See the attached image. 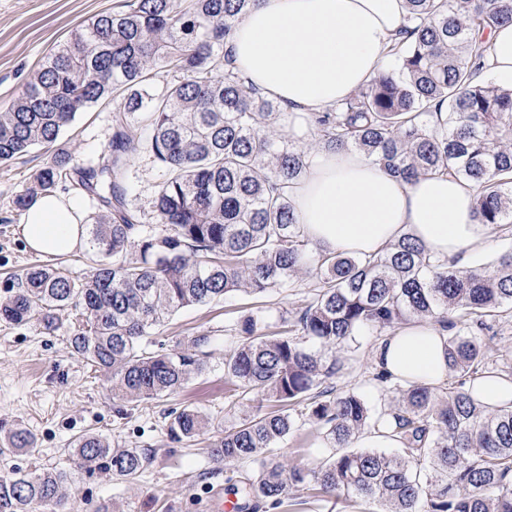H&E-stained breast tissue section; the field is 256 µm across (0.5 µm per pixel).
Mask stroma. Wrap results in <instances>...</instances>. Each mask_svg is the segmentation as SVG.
<instances>
[{
    "label": "stroma",
    "mask_w": 512,
    "mask_h": 512,
    "mask_svg": "<svg viewBox=\"0 0 512 512\" xmlns=\"http://www.w3.org/2000/svg\"><path fill=\"white\" fill-rule=\"evenodd\" d=\"M120 0H0V112L6 111L23 92L30 77L47 55L65 41L83 21L116 10ZM119 102L99 101L78 113L57 141L36 147L6 164H0V297L16 287L25 269L34 264L62 267L74 279L87 276L93 262L88 247L66 255L29 251L17 232L23 219L14 198L29 186L33 175L55 154L69 155L74 166L98 161L112 138V115ZM162 181V171L147 153L134 154L123 184L128 208L143 228L153 226L152 201ZM315 279L302 273L287 288L275 287L260 298L242 293L223 301L182 310L155 328L148 339L153 350L168 352L188 345L193 336L206 332L221 346L208 367L183 392L147 403L132 404L127 416H119L111 384L70 347L78 326L72 315H63L58 328L45 330L39 322L18 326L0 321V430H30L39 452L30 456L18 450L0 451V476L16 469L75 470L72 440L92 432L129 448L152 450L154 457L139 480L127 483L99 473L77 475L72 489L82 512L112 502L125 512H214L216 492L236 494L239 474H255L252 463H237L213 473L206 439L174 443L167 435L166 415L192 404L213 424L229 426L255 413L259 403L232 399L231 384L224 378L223 341L234 335L242 315L261 310L271 330L294 320L299 308L314 292ZM382 332L370 329L337 348L344 369L332 384L337 391L362 395L375 411L389 409L397 392L376 379L379 368L374 350ZM486 363L498 370L512 368V313L498 316L491 332L481 335ZM274 455L289 465L313 466L331 453L322 434L310 425H297L279 442Z\"/></svg>",
    "instance_id": "35a3bbf8"
}]
</instances>
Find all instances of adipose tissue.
Instances as JSON below:
<instances>
[{
  "mask_svg": "<svg viewBox=\"0 0 512 512\" xmlns=\"http://www.w3.org/2000/svg\"><path fill=\"white\" fill-rule=\"evenodd\" d=\"M405 14V0H258L236 22L224 55L284 111L317 112L366 87ZM489 45L480 79L511 85L512 23L493 29ZM476 193L475 183L445 174L396 180L353 150L311 154L304 178L288 191L317 249L372 255L408 232L454 264L490 242V228L471 216ZM20 231L32 251L70 253L86 235L82 203L39 195ZM447 339L439 328L411 324L384 337L375 359L393 379L436 385L448 377Z\"/></svg>",
  "mask_w": 512,
  "mask_h": 512,
  "instance_id": "1",
  "label": "adipose tissue"
}]
</instances>
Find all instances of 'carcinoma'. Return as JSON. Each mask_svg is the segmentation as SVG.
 <instances>
[{"mask_svg":"<svg viewBox=\"0 0 512 512\" xmlns=\"http://www.w3.org/2000/svg\"><path fill=\"white\" fill-rule=\"evenodd\" d=\"M173 2L122 0L118 10L79 25L0 112L2 163L54 143L100 100L114 93L125 99L98 162L73 168L57 154L14 200L24 208L66 182L95 197L105 207L89 224L95 266L79 283L60 267L27 268L17 291L0 298V320H37L51 331L60 313L75 310L82 328L70 339L73 351L109 375L113 397L138 403L183 390L217 347L202 333L186 350L151 352L146 339L154 327L230 293L261 296L305 271L318 287L293 328L267 333L256 311L224 354L234 396L253 395L274 409L214 436L213 463H257L247 493L273 507L302 488L348 507L373 504L374 512H512V402L476 397L489 369L479 338L464 330L512 311V249L465 267L436 258L409 234L374 255L319 252L288 195L311 151L352 149L406 181L440 173L472 181L474 219L494 230L511 225L512 86L476 76L490 28L512 23V0H406L405 27L387 50L395 66L351 98L299 115L246 85L224 58L234 20L257 0H183L179 9ZM158 74L170 80L155 93L150 82ZM134 121L147 123V140L134 137ZM140 150L165 178L154 199L161 228L139 234L121 181ZM411 322L448 331V372L469 378V387L398 381V407L374 413L360 395L329 386L343 369L338 346L364 328ZM303 404L305 422L332 455L313 467L266 456ZM168 417L177 442L210 427L192 406ZM364 431L400 443L402 454L349 448ZM0 444L38 452L23 428ZM71 453L78 468L124 480L152 460L146 449L96 434L78 437ZM74 482L65 469H16L0 476V512H75Z\"/></svg>","mask_w":512,"mask_h":512,"instance_id":"carcinoma-1","label":"carcinoma"}]
</instances>
